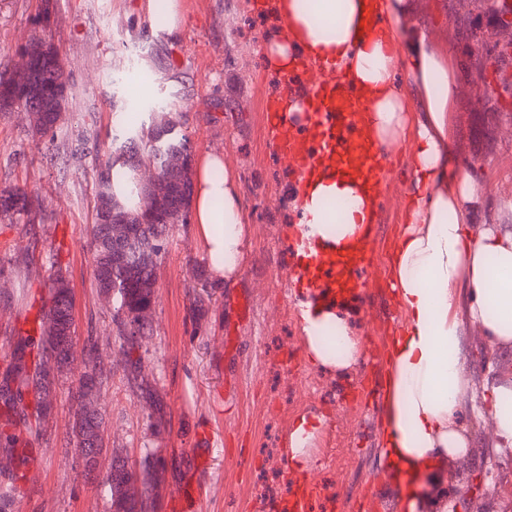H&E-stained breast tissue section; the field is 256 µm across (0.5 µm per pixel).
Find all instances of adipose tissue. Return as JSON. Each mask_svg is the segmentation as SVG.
Wrapping results in <instances>:
<instances>
[{
  "mask_svg": "<svg viewBox=\"0 0 512 512\" xmlns=\"http://www.w3.org/2000/svg\"><path fill=\"white\" fill-rule=\"evenodd\" d=\"M268 9L291 30L266 44L268 65L285 70L300 49L335 62L366 90L380 143L402 140L408 123L396 54H403L423 108L412 143V209L388 257L404 323L388 355L380 432L383 468L403 512H421L428 493L443 491L441 464L468 451L463 412L476 420L489 415L493 453L512 456V378L494 376L487 404L464 406L461 325L450 313L465 296L469 322L494 342L512 343V226L467 222L473 179L454 166L450 149V105L458 87L447 56L424 32L404 25L405 0H270ZM369 9L386 22L371 36L361 26ZM194 174L195 234L217 284L233 283L249 245L238 180L214 153L196 161ZM293 204L311 249L333 243L351 253L365 248L376 206L366 186L310 184ZM301 319L311 361L334 369L360 361L358 341L334 310L307 308Z\"/></svg>",
  "mask_w": 512,
  "mask_h": 512,
  "instance_id": "1",
  "label": "adipose tissue"
}]
</instances>
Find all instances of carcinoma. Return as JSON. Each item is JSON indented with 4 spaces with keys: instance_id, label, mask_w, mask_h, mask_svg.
<instances>
[{
    "instance_id": "obj_1",
    "label": "carcinoma",
    "mask_w": 512,
    "mask_h": 512,
    "mask_svg": "<svg viewBox=\"0 0 512 512\" xmlns=\"http://www.w3.org/2000/svg\"><path fill=\"white\" fill-rule=\"evenodd\" d=\"M457 34L470 47L466 69H475L484 77L491 66L500 74L512 67V20L503 17L497 0H491L489 9L486 0H469ZM30 57L28 72H0V112L21 104L37 108V125L32 131L43 138L53 132L58 111L67 103V86L62 68L43 50L32 49ZM118 162L126 168L121 178L129 194L139 199L136 208L123 205L116 198L112 168ZM142 163L151 165L158 175L170 181V192L162 200H156L151 188L139 179ZM104 169L106 172L97 179L95 209L105 211L110 223L96 222L89 227L92 275L99 294L111 300L112 323L121 340L125 367L130 380L136 383L141 378L143 360L134 353L153 331L152 323L137 319V312L154 300L156 268L165 255L169 230L174 224L186 223L190 210V142L173 115H163L137 129L120 128L112 136ZM0 212L29 214L28 193L20 188L0 191ZM68 290L62 271H52L48 277V307L38 310L33 320L36 334L20 336L21 345L10 359L11 380L0 383V404L10 414L7 423L0 426V454L10 461L8 469L0 470V512H14L18 481L27 464L29 440L23 436L28 422L26 395L34 391L35 413L47 416L55 386L68 368L63 359L54 371L46 368L50 352L63 353L72 338L71 324L60 308ZM83 349L87 350V374L100 387L103 371L98 344L89 336ZM104 428L105 418L100 413L72 425L66 447L73 458H78L84 448L103 447ZM163 463L162 454L148 448L140 468L129 471L126 456L119 449H112L110 478L105 485L111 512H154V490Z\"/></svg>"
}]
</instances>
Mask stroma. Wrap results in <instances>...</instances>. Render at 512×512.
<instances>
[{
    "instance_id": "obj_1",
    "label": "stroma",
    "mask_w": 512,
    "mask_h": 512,
    "mask_svg": "<svg viewBox=\"0 0 512 512\" xmlns=\"http://www.w3.org/2000/svg\"><path fill=\"white\" fill-rule=\"evenodd\" d=\"M407 26L424 31L448 56L462 91L452 107L450 147L460 168L481 171L470 220L482 224L512 200V138L496 111L479 110L455 35L461 0H406ZM163 0H0V71L14 70L16 51L35 31L57 47L69 102L53 140L34 136L23 110L0 114V190L25 189L31 215L0 216V378L4 377L26 304L44 294L58 262L74 300L75 336H93L103 360L100 401L107 446L138 464L160 448L166 471L155 512H177L184 485H195L198 512H276L288 494L289 436L303 415L325 422L307 448L305 469L320 484L315 512L332 501L357 504L369 475H383L381 446L367 423L381 422L387 355L397 329L373 326L375 296L339 303L361 344L360 362L345 370L314 364L301 332L300 297L289 274L292 251L284 225L297 217L289 175L273 151L264 117L278 74L264 45L278 23L258 0H182L186 22L176 41L151 35L149 5ZM178 114L193 155L219 153L238 178L250 246L234 284L202 287L207 274L192 224L175 225L156 271L154 333L143 354L145 384L123 369L112 306L97 292L87 228L93 222L97 172L116 128L140 127L151 111ZM203 309H195L196 298ZM466 326L461 357L469 393L481 395L490 363H512V345L481 340ZM73 376L64 377L42 425L36 480L17 492V512H109L102 481L75 467L65 443L72 426ZM167 429L152 435L150 404ZM482 440L447 462L446 486L470 487L484 467Z\"/></svg>"
}]
</instances>
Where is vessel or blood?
<instances>
[{"mask_svg":"<svg viewBox=\"0 0 512 512\" xmlns=\"http://www.w3.org/2000/svg\"><path fill=\"white\" fill-rule=\"evenodd\" d=\"M281 85V93L268 96L265 116L275 132V155L288 170L293 191L349 174L354 155L370 157L358 178L368 181L376 196H383L396 183L403 171L397 149L374 139L363 89L334 62L298 54L282 74ZM295 105L300 108L295 119L281 124V115ZM377 268L368 251L352 257L343 253L315 256L306 251L290 272L296 287L310 289L318 303L332 307L349 300L351 292L374 287ZM318 492L317 482L307 474L293 477L283 512H312Z\"/></svg>","mask_w":512,"mask_h":512,"instance_id":"vessel-or-blood-1","label":"vessel or blood"}]
</instances>
